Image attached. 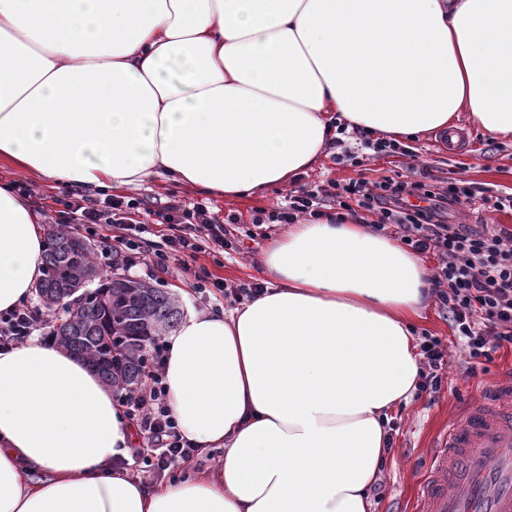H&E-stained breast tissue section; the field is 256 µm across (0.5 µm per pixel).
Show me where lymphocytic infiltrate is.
I'll list each match as a JSON object with an SVG mask.
<instances>
[{"label": "lymphocytic infiltrate", "instance_id": "f902f5d3", "mask_svg": "<svg viewBox=\"0 0 512 512\" xmlns=\"http://www.w3.org/2000/svg\"><path fill=\"white\" fill-rule=\"evenodd\" d=\"M336 212L324 211L325 203ZM480 205L483 211L512 210V194L493 195L477 183L457 178H441L430 166L417 162L413 178L398 180L384 176L335 184L333 192L298 189L287 205L254 224H293L299 218H327L343 221L351 216L376 231L394 229L401 242L418 253H435L440 264L430 284L431 295L448 316L455 336L464 341L467 366L465 377L475 375L478 366L493 353L512 347V226L504 224H450L441 210L445 207ZM137 200L105 197L95 204L75 196L55 197L42 209L52 212L55 223L74 230L84 224L100 225V244L105 253L137 250V235L148 232V223L135 217ZM155 223L164 227L160 242L154 244L157 267L172 260L194 256L201 240L224 247L227 230L207 205L166 202L154 212ZM48 325L42 310L21 303L0 312V351L27 341ZM425 360L419 389L439 392L450 364L447 347L432 336L420 345ZM167 349L154 343L152 368L143 382L126 388L118 397L126 416L146 439L141 458L150 474L161 475L191 459L197 450L179 432L166 404L164 366Z\"/></svg>", "mask_w": 512, "mask_h": 512}]
</instances>
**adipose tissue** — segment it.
<instances>
[{"label":"adipose tissue","mask_w":512,"mask_h":512,"mask_svg":"<svg viewBox=\"0 0 512 512\" xmlns=\"http://www.w3.org/2000/svg\"><path fill=\"white\" fill-rule=\"evenodd\" d=\"M512 137V0H0V161L66 186L168 174L226 198L315 168L335 123ZM43 237L0 182V312ZM267 285L167 336L168 407L212 467L150 486L83 359L0 352V512H371L390 411L418 380V256L366 225H293Z\"/></svg>","instance_id":"adipose-tissue-1"}]
</instances>
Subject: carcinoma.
<instances>
[{
  "label": "carcinoma",
  "instance_id": "1",
  "mask_svg": "<svg viewBox=\"0 0 512 512\" xmlns=\"http://www.w3.org/2000/svg\"><path fill=\"white\" fill-rule=\"evenodd\" d=\"M92 284L104 301L86 300ZM36 292L50 307L63 303L66 317L53 331L57 343L87 358L110 387L136 383L149 343L173 330L181 316L178 300L163 288L102 277L86 240L59 227L47 232Z\"/></svg>",
  "mask_w": 512,
  "mask_h": 512
}]
</instances>
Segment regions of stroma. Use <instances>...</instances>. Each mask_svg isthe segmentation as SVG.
Wrapping results in <instances>:
<instances>
[{"instance_id": "35a3bbf8", "label": "stroma", "mask_w": 512, "mask_h": 512, "mask_svg": "<svg viewBox=\"0 0 512 512\" xmlns=\"http://www.w3.org/2000/svg\"><path fill=\"white\" fill-rule=\"evenodd\" d=\"M461 140L456 155L439 151L435 133H428L415 140L414 146L438 176L457 171L460 176L506 193H512V141L494 139L485 135L467 119L458 122ZM349 152L344 160L335 156L324 158L311 172L296 178V185L325 186L333 181L346 183L359 176L377 179L406 173L407 167L400 157H356L355 138L345 140ZM126 197L137 199L142 211L157 209L169 199L186 203L206 201L219 218L238 217L232 243L222 251H201L188 264L170 261L168 270L153 266L150 259L140 255L131 258L107 260L100 256L98 237L89 243L96 253L97 266L108 276L127 277L151 283L176 294L181 309L221 312L231 305L221 292L210 290L197 293L192 289L194 273L207 269L213 277L224 282L226 288L236 289L253 283H264L265 277L258 261L263 246L271 239L284 234L283 224H265L253 227L252 218L263 211L272 210L286 203L288 192L277 189L260 197L224 199L218 196L201 197L200 194L161 176L138 187L125 189ZM417 336L430 335L441 340L451 354L447 381L439 393L413 395L409 404L398 408L391 422L392 450L388 456L380 495L372 496V512H413L418 482L427 473L434 441L438 432L453 420L459 408L475 401L494 381L512 369V349L493 353L491 360L477 368V375L463 379L460 364L465 358L461 338L454 336L436 303H429L417 325Z\"/></svg>"}]
</instances>
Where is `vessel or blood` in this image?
I'll return each instance as SVG.
<instances>
[{
	"label": "vessel or blood",
	"mask_w": 512,
	"mask_h": 512,
	"mask_svg": "<svg viewBox=\"0 0 512 512\" xmlns=\"http://www.w3.org/2000/svg\"><path fill=\"white\" fill-rule=\"evenodd\" d=\"M415 512H512V379L488 387L443 432Z\"/></svg>",
	"instance_id": "vessel-or-blood-1"
}]
</instances>
